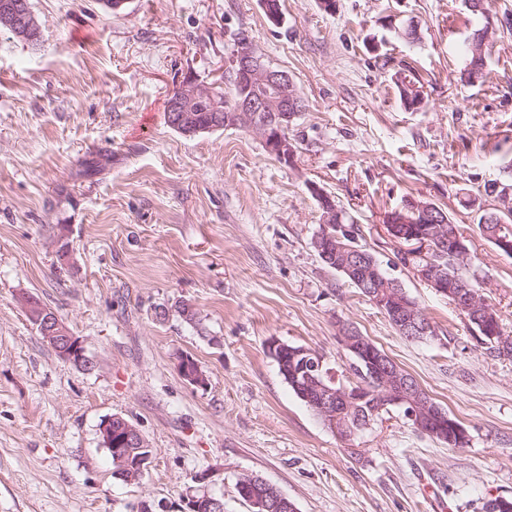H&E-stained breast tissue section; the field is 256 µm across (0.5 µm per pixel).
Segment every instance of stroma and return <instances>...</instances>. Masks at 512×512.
<instances>
[{
    "label": "stroma",
    "mask_w": 512,
    "mask_h": 512,
    "mask_svg": "<svg viewBox=\"0 0 512 512\" xmlns=\"http://www.w3.org/2000/svg\"><path fill=\"white\" fill-rule=\"evenodd\" d=\"M38 44L0 35V512H177L198 474L224 512L254 474L299 512H484L512 498V360L489 354L466 318L395 265L384 227L403 200L448 212L476 280L512 336V257L478 229L511 178L512 0L487 17L463 0H32ZM400 12L420 39L381 25ZM491 26L486 81L461 79L467 39ZM245 32L306 104L292 161L244 126L188 136L166 118L191 82L221 91ZM413 70L416 111L392 81ZM360 228L359 242L436 331L410 341L327 267L313 188ZM70 255L61 259V242ZM30 296L83 339L93 371L60 358L21 303ZM194 311L186 320L183 305ZM350 325L467 430L451 447L398 410L344 442L291 390L271 339L316 349L338 378ZM205 388L181 376L182 356ZM124 417L155 455L143 478L114 475L101 421ZM358 454H351V447Z\"/></svg>",
    "instance_id": "35a3bbf8"
}]
</instances>
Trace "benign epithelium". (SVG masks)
<instances>
[{
	"mask_svg": "<svg viewBox=\"0 0 512 512\" xmlns=\"http://www.w3.org/2000/svg\"><path fill=\"white\" fill-rule=\"evenodd\" d=\"M0 23L15 30L19 38L33 40L41 37L40 25L30 18L24 0H0ZM233 74L238 95L231 104L206 87L195 84L182 86L168 104V111L174 113L175 127L187 135L198 134L206 129L214 131L222 128L224 112L230 110L264 137L270 153L284 161L292 160L295 148L288 135L284 134L288 127V110L299 103L292 79L287 73L264 63L246 42L237 45L233 59ZM201 102L207 104L208 111L215 113V122L205 129L195 121L197 105ZM258 112H269L271 118L258 123L255 121ZM400 224L421 225L413 234L400 237L404 250L424 255L436 250L438 245L442 247L450 244L453 254L463 257L468 253L466 244L458 234L447 233V217L437 213L429 202L414 200L391 211L385 224L388 234L395 236L396 227ZM358 261L362 265L370 263L369 270L380 274L381 264L378 261L369 262L363 256L358 258ZM358 265L348 259L336 261L337 269L349 276L354 275ZM413 272L436 293L470 314L472 331L476 336H484L491 332L485 303L474 291L449 286L438 269L430 265L416 267ZM23 304L43 340L62 358L87 370L93 369V363L85 354L83 340L73 334L54 312L30 296L23 297ZM389 308L394 327L403 335L417 340L435 336L433 326L426 320L417 304L405 293L395 291ZM337 339L342 349L352 356L365 359L371 365L384 405L401 410L405 419L414 422V427L432 438L440 439L451 446L468 441L467 430L449 419L448 413L441 407L426 399L400 367L368 338L362 336L355 328L345 326ZM269 351L275 360L282 363L288 356L293 360L303 358L302 367L306 368L308 377L323 364V358L314 357V352L304 346L293 348L286 343L273 340L269 343ZM180 372L193 386L203 388L207 385L206 374L191 358L181 359ZM315 393L318 396V401L313 404L316 416L323 425L334 432L337 431L339 415L333 411L338 403L336 391L321 383L316 386ZM341 400L350 410L359 411L365 406L370 408V413L357 421L355 426L343 427L347 441L372 428L376 423V414L382 411V408L376 407L375 402L371 401V394L363 384L353 389L343 387ZM100 434L105 447L114 453L119 461L126 460L127 455L123 454L126 448L145 450V454L139 456L134 463L128 464L129 480L136 481L143 477L153 453L137 426L120 416H112L101 425ZM237 489L252 508L261 509L263 512H298L296 505L276 486L257 475L242 476ZM201 503L209 510L219 507V502L208 494L197 497L189 493L183 497L181 512H199Z\"/></svg>",
	"mask_w": 512,
	"mask_h": 512,
	"instance_id": "7a95c632",
	"label": "benign epithelium"
}]
</instances>
